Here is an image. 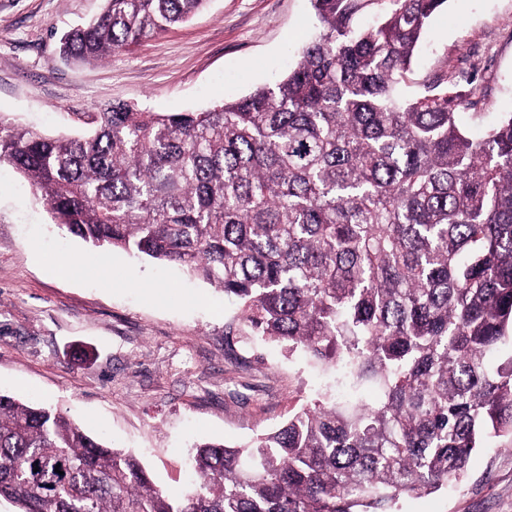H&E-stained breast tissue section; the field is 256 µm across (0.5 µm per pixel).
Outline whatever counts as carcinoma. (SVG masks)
<instances>
[{
	"label": "carcinoma",
	"instance_id": "carcinoma-1",
	"mask_svg": "<svg viewBox=\"0 0 512 512\" xmlns=\"http://www.w3.org/2000/svg\"><path fill=\"white\" fill-rule=\"evenodd\" d=\"M205 2L104 0L62 55L105 58ZM446 2L311 0L319 30L295 67L201 112L118 102L79 137L0 122V164L61 228L201 275L248 335L333 366L353 397L309 399L246 445L197 446L170 492L56 410L0 393V498L17 512H389L460 479L475 449L512 447V112L474 138L461 118L475 89L400 93ZM366 385L378 403L357 398Z\"/></svg>",
	"mask_w": 512,
	"mask_h": 512
}]
</instances>
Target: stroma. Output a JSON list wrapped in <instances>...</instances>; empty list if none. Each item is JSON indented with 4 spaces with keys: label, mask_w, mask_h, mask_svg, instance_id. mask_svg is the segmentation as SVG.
I'll return each instance as SVG.
<instances>
[{
    "label": "stroma",
    "mask_w": 512,
    "mask_h": 512,
    "mask_svg": "<svg viewBox=\"0 0 512 512\" xmlns=\"http://www.w3.org/2000/svg\"><path fill=\"white\" fill-rule=\"evenodd\" d=\"M103 0H0V120L51 135L91 130L124 102L201 110L284 77L311 38L310 0H208L203 11L128 51L61 58L70 27ZM476 66L478 111L512 112V0H448L430 20L406 94L452 86ZM95 248L54 223L35 190L0 167V392L48 405L107 446L138 456L154 481L184 488L196 444H240L293 407L336 396V371L236 335V303L202 277L121 250L111 281L66 268ZM393 512H512V448L473 452L453 487Z\"/></svg>",
    "instance_id": "35a3bbf8"
}]
</instances>
